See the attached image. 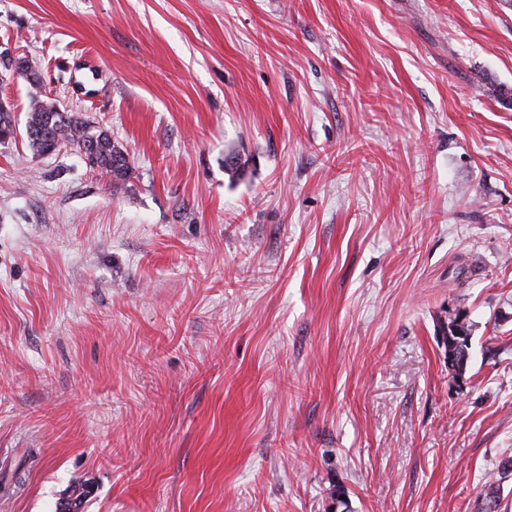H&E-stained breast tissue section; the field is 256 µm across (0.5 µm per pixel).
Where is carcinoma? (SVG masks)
Here are the masks:
<instances>
[{
  "label": "carcinoma",
  "mask_w": 512,
  "mask_h": 512,
  "mask_svg": "<svg viewBox=\"0 0 512 512\" xmlns=\"http://www.w3.org/2000/svg\"><path fill=\"white\" fill-rule=\"evenodd\" d=\"M12 69L31 86V106L25 123L26 147L36 156L50 155L63 147L77 150L89 159L92 169L106 175L114 185L130 177L131 162L126 151L112 141L107 130L101 129L89 120L69 112H62L50 98H41L36 90L38 80L32 66L25 60H18ZM443 344L456 356L450 365L455 373L466 370L470 358V333L467 322L460 319V313H451L448 321L440 326ZM486 494L483 512H499L500 487L498 480L489 479L485 485Z\"/></svg>",
  "instance_id": "carcinoma-1"
}]
</instances>
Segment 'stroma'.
Here are the masks:
<instances>
[{
  "label": "stroma",
  "mask_w": 512,
  "mask_h": 512,
  "mask_svg": "<svg viewBox=\"0 0 512 512\" xmlns=\"http://www.w3.org/2000/svg\"><path fill=\"white\" fill-rule=\"evenodd\" d=\"M6 54L133 170L33 156L0 68V512L76 483L84 512H482L512 456V0H0ZM461 312L449 313L448 322H442L440 326L443 344L448 348V353L452 351L456 356V362L454 364L449 362L450 365L448 364V367L454 370L456 374L463 371L465 373L471 349L468 325L466 318L460 321Z\"/></svg>",
  "instance_id": "stroma-1"
}]
</instances>
